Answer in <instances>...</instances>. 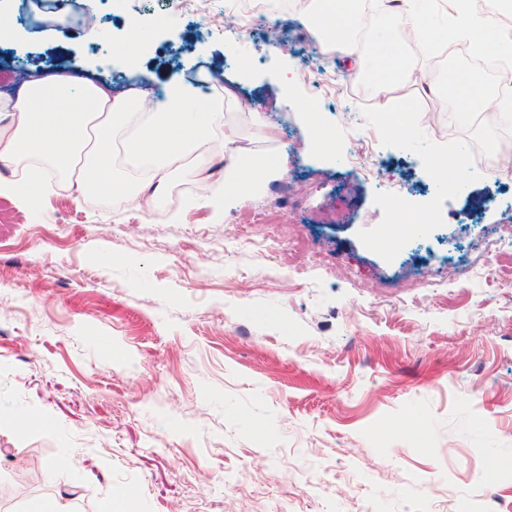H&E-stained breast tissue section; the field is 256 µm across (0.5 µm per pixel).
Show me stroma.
Returning <instances> with one entry per match:
<instances>
[{"instance_id":"stroma-1","label":"stroma","mask_w":512,"mask_h":512,"mask_svg":"<svg viewBox=\"0 0 512 512\" xmlns=\"http://www.w3.org/2000/svg\"><path fill=\"white\" fill-rule=\"evenodd\" d=\"M79 2L108 34L132 15L153 28L138 66L59 28L0 43L1 95L34 73L157 94L211 71L264 110L261 127L226 111L242 146L288 171L221 214L199 201L223 197L220 175L204 191L175 180L149 208L50 174L0 192V414L25 421L0 425V512L48 498L109 512L123 488L140 512H512V251L485 247L512 232V183L481 168L443 226L385 261L358 237L383 219L375 194L423 204L435 183L358 125L340 53L336 92L319 96L299 13L247 18L242 35L195 15L160 24L178 0ZM317 122L342 147L374 140L377 178L320 153ZM261 206L284 230L273 252L262 230L239 236Z\"/></svg>"}]
</instances>
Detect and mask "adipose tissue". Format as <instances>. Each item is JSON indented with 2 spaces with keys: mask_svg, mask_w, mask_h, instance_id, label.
<instances>
[{
  "mask_svg": "<svg viewBox=\"0 0 512 512\" xmlns=\"http://www.w3.org/2000/svg\"><path fill=\"white\" fill-rule=\"evenodd\" d=\"M471 0H453L452 27L436 24L413 0H376L396 27H409L428 44L447 42L449 32L466 39L496 28L503 0H484L474 10ZM357 0H305L301 17L312 22L323 40L352 55V30L361 13ZM356 75L369 79L381 101L392 137L406 139L409 130L391 111L383 94L393 73L407 68L395 39L383 41ZM220 142L224 151V202L239 204L251 187L283 175L285 165H270L266 156L248 152L224 120L223 96L202 97L198 85L169 80L161 95L147 91L116 94L105 84L67 73L34 77L24 92L0 97V166L13 170L17 193L30 191L40 173L76 177L80 192L121 194L128 202L155 201L165 196L177 175L198 176L188 160L202 145ZM122 153L130 174L118 171L112 157Z\"/></svg>",
  "mask_w": 512,
  "mask_h": 512,
  "instance_id": "obj_1",
  "label": "adipose tissue"
}]
</instances>
